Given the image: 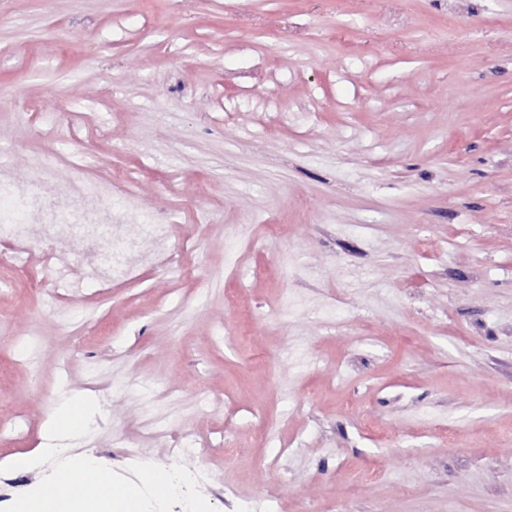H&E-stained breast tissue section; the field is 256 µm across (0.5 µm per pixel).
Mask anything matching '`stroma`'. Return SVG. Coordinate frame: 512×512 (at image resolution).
I'll list each match as a JSON object with an SVG mask.
<instances>
[{"mask_svg":"<svg viewBox=\"0 0 512 512\" xmlns=\"http://www.w3.org/2000/svg\"><path fill=\"white\" fill-rule=\"evenodd\" d=\"M44 162L190 270L51 296L0 246V466L83 395L68 455L216 512H512V0H0V165Z\"/></svg>","mask_w":512,"mask_h":512,"instance_id":"35a3bbf8","label":"stroma"}]
</instances>
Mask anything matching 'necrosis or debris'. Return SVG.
<instances>
[{
  "label": "necrosis or debris",
  "instance_id": "necrosis-or-debris-1",
  "mask_svg": "<svg viewBox=\"0 0 512 512\" xmlns=\"http://www.w3.org/2000/svg\"><path fill=\"white\" fill-rule=\"evenodd\" d=\"M0 191L24 205L21 216L0 211V222L14 224L9 240L21 250L42 252L44 288L64 280L107 288L132 280L145 265L174 262L165 245L169 225L147 223L132 208L104 210L97 193L46 179L42 169L18 180L1 168Z\"/></svg>",
  "mask_w": 512,
  "mask_h": 512
}]
</instances>
